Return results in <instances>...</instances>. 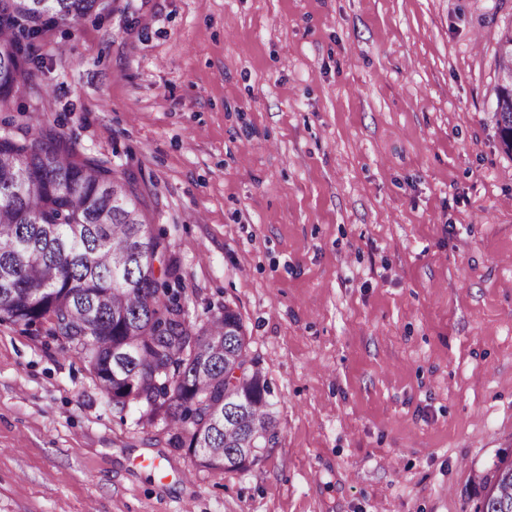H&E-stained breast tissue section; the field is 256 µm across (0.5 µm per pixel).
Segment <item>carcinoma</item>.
Segmentation results:
<instances>
[{
    "mask_svg": "<svg viewBox=\"0 0 512 512\" xmlns=\"http://www.w3.org/2000/svg\"><path fill=\"white\" fill-rule=\"evenodd\" d=\"M114 0H0V112L41 68L45 32L112 11ZM512 72V36L498 52ZM497 129L512 152V89L497 88ZM157 266L141 269L142 252ZM180 267L153 233L129 175L77 157L53 129L0 133V324L64 340L87 362L118 413L170 429L169 445L208 469L245 470L279 441L274 391L240 315L217 307L203 326L186 320ZM475 512H512V463L499 458Z\"/></svg>",
    "mask_w": 512,
    "mask_h": 512,
    "instance_id": "cac0c4a2",
    "label": "carcinoma"
}]
</instances>
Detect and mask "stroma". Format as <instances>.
Wrapping results in <instances>:
<instances>
[{
    "instance_id": "stroma-1",
    "label": "stroma",
    "mask_w": 512,
    "mask_h": 512,
    "mask_svg": "<svg viewBox=\"0 0 512 512\" xmlns=\"http://www.w3.org/2000/svg\"><path fill=\"white\" fill-rule=\"evenodd\" d=\"M512 0H115L0 112L134 175L189 321L240 313L280 440L205 469L0 326V512H474L512 450ZM501 85L512 86V32L504 34L498 52ZM501 85L497 88L496 117L500 141L507 151L512 152V87L508 90Z\"/></svg>"
}]
</instances>
